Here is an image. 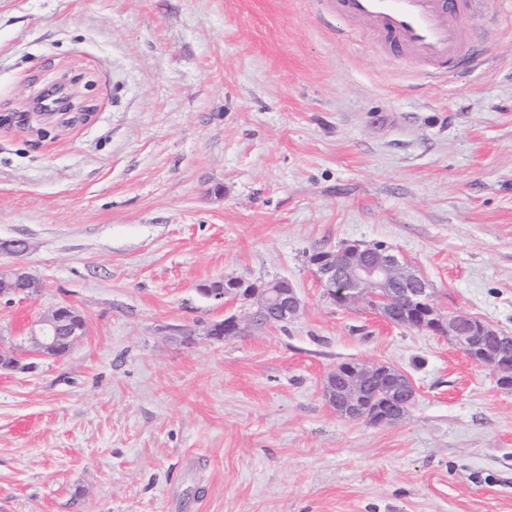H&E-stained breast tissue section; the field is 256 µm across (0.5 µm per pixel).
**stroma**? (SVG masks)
Listing matches in <instances>:
<instances>
[{
	"mask_svg": "<svg viewBox=\"0 0 512 512\" xmlns=\"http://www.w3.org/2000/svg\"><path fill=\"white\" fill-rule=\"evenodd\" d=\"M486 62L430 77L314 0H0V241L85 333L0 371V512H512V390L447 337L336 305L308 258L382 241L445 313L512 336V0L460 29ZM89 115L22 125L53 82ZM282 277L288 324L223 343ZM193 343H186V336ZM404 371L392 426L336 416L338 364ZM213 288L199 291L204 297L224 305L229 301L249 303L244 317L224 315L207 326L206 335L216 343L249 335L255 329L270 325V317L281 323L293 320L302 308L297 288L287 279H274L260 284L238 277L215 280Z\"/></svg>",
	"mask_w": 512,
	"mask_h": 512,
	"instance_id": "obj_1",
	"label": "stroma"
}]
</instances>
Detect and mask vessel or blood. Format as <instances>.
<instances>
[{
	"mask_svg": "<svg viewBox=\"0 0 512 512\" xmlns=\"http://www.w3.org/2000/svg\"><path fill=\"white\" fill-rule=\"evenodd\" d=\"M337 14L372 21L404 56L421 55L465 68L473 60L457 37L454 21L475 11L479 0H331Z\"/></svg>",
	"mask_w": 512,
	"mask_h": 512,
	"instance_id": "b4317fda",
	"label": "vessel or blood"
}]
</instances>
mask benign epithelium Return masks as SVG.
Returning <instances> with one entry per match:
<instances>
[{"label": "benign epithelium", "instance_id": "7a95c632", "mask_svg": "<svg viewBox=\"0 0 512 512\" xmlns=\"http://www.w3.org/2000/svg\"><path fill=\"white\" fill-rule=\"evenodd\" d=\"M339 251L346 257L343 264L336 263L334 250L315 252L309 259L317 281L332 301L341 306L363 301L393 325H413L446 336L472 361L490 366L500 388L512 389V358L499 346L505 338L502 331L466 313H442L433 302L425 276L391 246L353 241L342 244ZM30 281L32 278L21 267L0 270V298L11 301L26 293L20 284ZM202 295L219 305L229 301L249 303L245 316L230 314L209 323L206 335L216 343L265 328L273 318L281 323L291 321L302 308L297 288L286 279L258 284L227 277L202 291ZM83 330L77 313L69 306H60L30 330V351L38 356L63 357ZM0 368L25 370L27 365L15 349L1 347ZM379 391L390 395L382 416L361 401L363 394ZM323 396L342 418L393 425L410 412L416 389L412 384H401V371L395 367L361 362L348 377L342 376L339 368L332 371L324 383Z\"/></svg>", "mask_w": 512, "mask_h": 512}]
</instances>
